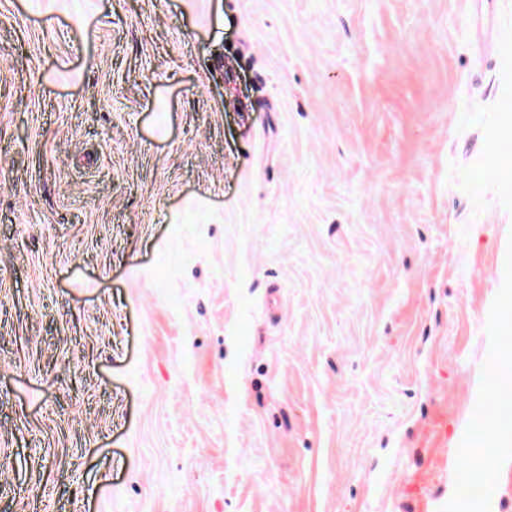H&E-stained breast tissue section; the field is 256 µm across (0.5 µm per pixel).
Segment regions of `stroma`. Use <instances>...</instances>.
Returning a JSON list of instances; mask_svg holds the SVG:
<instances>
[{
	"label": "stroma",
	"instance_id": "1",
	"mask_svg": "<svg viewBox=\"0 0 512 512\" xmlns=\"http://www.w3.org/2000/svg\"><path fill=\"white\" fill-rule=\"evenodd\" d=\"M507 128L512 0H0V512H448Z\"/></svg>",
	"mask_w": 512,
	"mask_h": 512
}]
</instances>
